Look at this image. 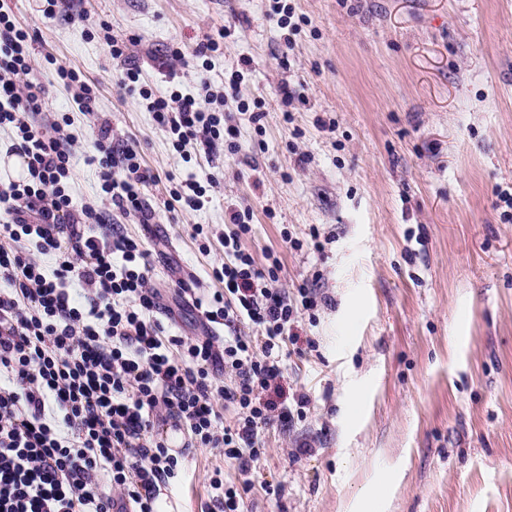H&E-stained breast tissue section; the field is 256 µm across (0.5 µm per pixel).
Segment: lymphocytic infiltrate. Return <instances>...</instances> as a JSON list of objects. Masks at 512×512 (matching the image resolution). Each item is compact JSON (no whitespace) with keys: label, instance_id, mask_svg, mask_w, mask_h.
<instances>
[{"label":"lymphocytic infiltrate","instance_id":"f902f5d3","mask_svg":"<svg viewBox=\"0 0 512 512\" xmlns=\"http://www.w3.org/2000/svg\"><path fill=\"white\" fill-rule=\"evenodd\" d=\"M28 38L0 12V130L11 131L9 152L27 168L0 182L10 216L0 226V512H155L185 459L154 438L156 425L174 423L193 446L219 449L248 472L266 427L291 417L263 394L282 374L301 310L318 301L307 286L279 288V257L256 261L244 245L253 214L238 210L212 270L223 290L190 298L204 333L169 334L148 251L119 229L130 216L153 220L143 189L156 176L136 144L101 134L95 161L112 209L73 208L69 120L39 122L47 88L30 78ZM119 82L147 100L176 152L237 151L223 93L157 95L136 68ZM243 323L258 337L243 335ZM226 405L236 411L229 424Z\"/></svg>","mask_w":512,"mask_h":512}]
</instances>
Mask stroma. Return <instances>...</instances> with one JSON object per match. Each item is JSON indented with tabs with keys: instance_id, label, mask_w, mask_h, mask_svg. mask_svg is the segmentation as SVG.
<instances>
[{
	"instance_id": "1",
	"label": "stroma",
	"mask_w": 512,
	"mask_h": 512,
	"mask_svg": "<svg viewBox=\"0 0 512 512\" xmlns=\"http://www.w3.org/2000/svg\"><path fill=\"white\" fill-rule=\"evenodd\" d=\"M66 2L52 17L42 0L0 7L29 31L41 81L59 64L96 89L89 112L58 85L45 99L71 119L74 207L97 196L100 128L156 174L153 224L123 228L150 252L172 333L201 332L176 291L217 289L234 207L252 210L246 246L280 258L282 288L328 298L302 312L284 358V394H306V415L266 431L244 512H367L372 496L376 512H512V221L497 204L512 193V0H287L293 36L269 0ZM224 27L207 62L171 59ZM127 67L157 93L236 84L237 153H177L119 84ZM256 104L254 123L239 109ZM190 177L215 178L208 203L166 210L171 180ZM217 468L240 484L234 461L192 449L167 491L181 512H219Z\"/></svg>"
}]
</instances>
